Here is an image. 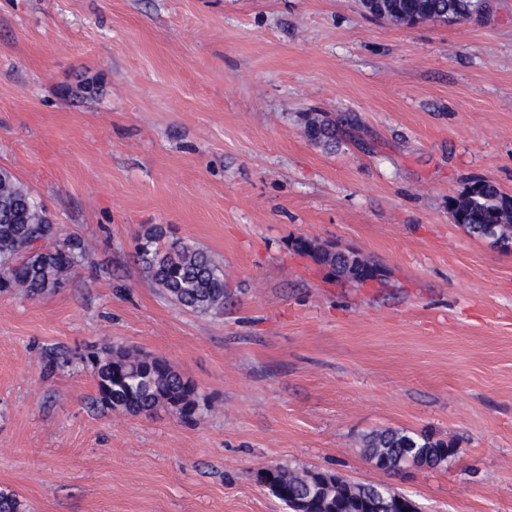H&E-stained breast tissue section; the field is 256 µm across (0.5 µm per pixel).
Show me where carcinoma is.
Returning <instances> with one entry per match:
<instances>
[{
  "instance_id": "obj_1",
  "label": "carcinoma",
  "mask_w": 512,
  "mask_h": 512,
  "mask_svg": "<svg viewBox=\"0 0 512 512\" xmlns=\"http://www.w3.org/2000/svg\"><path fill=\"white\" fill-rule=\"evenodd\" d=\"M486 0H394L377 5L383 15L397 24L415 25L427 21H458L481 14ZM455 224L469 236L484 239L491 226L504 237L503 248L512 247V195L494 182L475 178L465 192L451 200ZM59 234L46 211L31 192L6 169H0V292L22 288L33 298L44 297L60 287L62 276L85 259L89 247L69 236L51 247L35 250L38 241L48 242ZM135 253L152 283L179 306L198 313L224 309L226 283L224 267L200 248L171 238L159 225L148 228L137 240ZM314 259L340 277L344 261L321 248ZM96 379L99 401L131 415H150L166 409L189 420L197 415L199 401L194 384L185 379L164 358L112 346L86 356ZM369 459L386 455L384 467L401 471L432 461L438 467L455 455L456 444L426 433L404 430H373L362 438ZM272 493L285 506L298 507L306 496L312 512H375L380 498L393 499L398 492L382 484L351 483L323 471L276 467Z\"/></svg>"
}]
</instances>
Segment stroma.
<instances>
[{
	"mask_svg": "<svg viewBox=\"0 0 512 512\" xmlns=\"http://www.w3.org/2000/svg\"><path fill=\"white\" fill-rule=\"evenodd\" d=\"M0 168L91 245L51 295L0 293V490L26 512H287L278 465L512 512V249L448 218L470 179L512 195V0L414 26L360 0H0ZM155 224L223 265V313L146 276ZM111 345L167 359L199 415L97 402L85 356ZM387 428L457 452L377 469L360 438Z\"/></svg>",
	"mask_w": 512,
	"mask_h": 512,
	"instance_id": "stroma-1",
	"label": "stroma"
}]
</instances>
